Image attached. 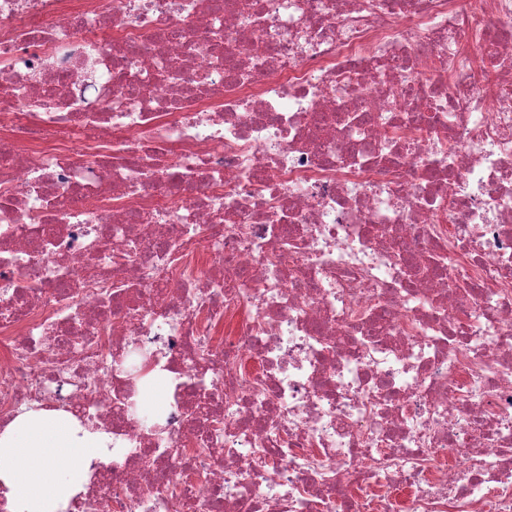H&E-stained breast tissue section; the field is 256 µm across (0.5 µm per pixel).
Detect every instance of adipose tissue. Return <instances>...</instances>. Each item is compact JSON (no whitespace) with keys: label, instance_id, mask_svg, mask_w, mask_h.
<instances>
[{"label":"adipose tissue","instance_id":"1","mask_svg":"<svg viewBox=\"0 0 512 512\" xmlns=\"http://www.w3.org/2000/svg\"><path fill=\"white\" fill-rule=\"evenodd\" d=\"M110 437L63 410L25 407L0 432L7 512H66L92 464L109 463Z\"/></svg>","mask_w":512,"mask_h":512}]
</instances>
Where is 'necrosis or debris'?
I'll return each mask as SVG.
<instances>
[{
    "mask_svg": "<svg viewBox=\"0 0 512 512\" xmlns=\"http://www.w3.org/2000/svg\"><path fill=\"white\" fill-rule=\"evenodd\" d=\"M511 25L0 0V429L111 434L80 512H512Z\"/></svg>",
    "mask_w": 512,
    "mask_h": 512,
    "instance_id": "4bbe7bcc",
    "label": "necrosis or debris"
}]
</instances>
